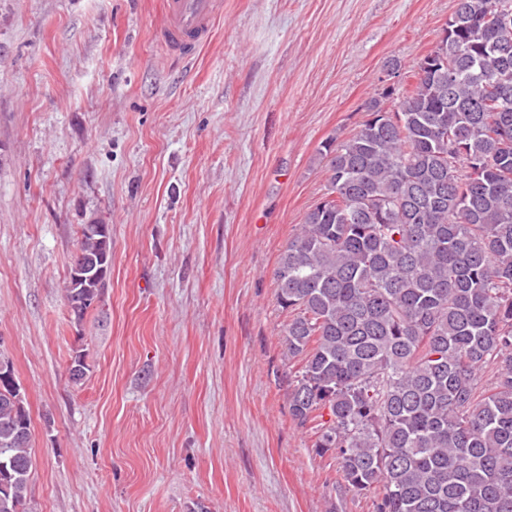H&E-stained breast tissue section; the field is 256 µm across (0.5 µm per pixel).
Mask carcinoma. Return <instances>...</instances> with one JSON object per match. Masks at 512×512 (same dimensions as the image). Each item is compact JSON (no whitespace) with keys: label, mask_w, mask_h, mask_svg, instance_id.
<instances>
[{"label":"carcinoma","mask_w":512,"mask_h":512,"mask_svg":"<svg viewBox=\"0 0 512 512\" xmlns=\"http://www.w3.org/2000/svg\"><path fill=\"white\" fill-rule=\"evenodd\" d=\"M447 26L324 145L325 192L272 272L301 364L288 413L375 512H512V0H455ZM80 260L97 266L68 276L77 320L106 287L109 225H81ZM35 463L0 352V512H32Z\"/></svg>","instance_id":"obj_1"}]
</instances>
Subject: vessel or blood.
<instances>
[{"label":"vessel or blood","mask_w":512,"mask_h":512,"mask_svg":"<svg viewBox=\"0 0 512 512\" xmlns=\"http://www.w3.org/2000/svg\"><path fill=\"white\" fill-rule=\"evenodd\" d=\"M223 0H165L159 37L178 57L191 58L206 43Z\"/></svg>","instance_id":"b4317fda"}]
</instances>
